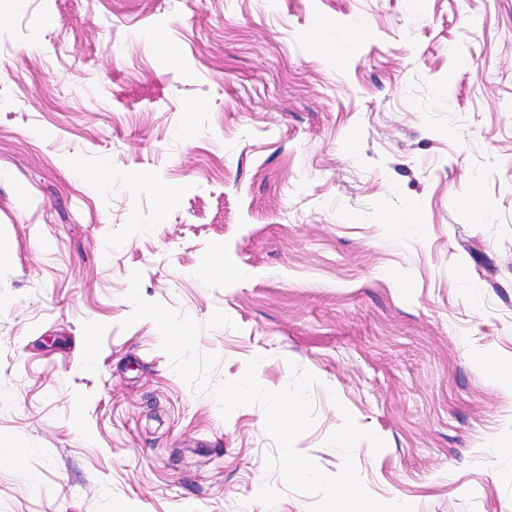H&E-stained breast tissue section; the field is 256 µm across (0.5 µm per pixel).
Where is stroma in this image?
Segmentation results:
<instances>
[{
	"label": "stroma",
	"instance_id": "35a3bbf8",
	"mask_svg": "<svg viewBox=\"0 0 512 512\" xmlns=\"http://www.w3.org/2000/svg\"><path fill=\"white\" fill-rule=\"evenodd\" d=\"M0 250V512H309L255 358L324 472L512 503V0H0Z\"/></svg>",
	"mask_w": 512,
	"mask_h": 512
}]
</instances>
